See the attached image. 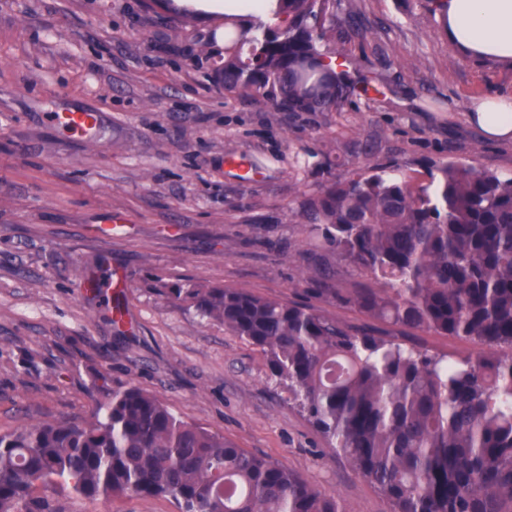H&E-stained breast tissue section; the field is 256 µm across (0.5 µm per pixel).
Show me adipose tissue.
<instances>
[{"mask_svg": "<svg viewBox=\"0 0 512 512\" xmlns=\"http://www.w3.org/2000/svg\"><path fill=\"white\" fill-rule=\"evenodd\" d=\"M204 16L224 13L270 17L269 0H182ZM448 42L474 59L512 65V0H442L439 9ZM491 141L512 139V95L486 97L469 116Z\"/></svg>", "mask_w": 512, "mask_h": 512, "instance_id": "ef3b65f1", "label": "adipose tissue"}]
</instances>
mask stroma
I'll list each match as a JSON object with an SVG mask.
<instances>
[{
	"label": "stroma",
	"instance_id": "35a3bbf8",
	"mask_svg": "<svg viewBox=\"0 0 512 512\" xmlns=\"http://www.w3.org/2000/svg\"><path fill=\"white\" fill-rule=\"evenodd\" d=\"M353 22L365 41L345 39ZM223 25L218 15L176 28L158 0H0V432L89 419L109 392L136 386L179 419L285 463L345 512H390L259 348L160 289L242 288L432 354L483 352L317 296L324 274L342 288L369 277L314 237L300 204L351 164L511 170L512 140H485L469 114L480 98L512 95V65L451 46L419 0H342L336 51L352 80L377 79L383 96L339 112H272L225 91ZM61 108L99 123L52 125ZM79 268L111 287L84 288ZM49 499L55 512H178L165 497Z\"/></svg>",
	"mask_w": 512,
	"mask_h": 512
}]
</instances>
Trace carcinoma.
<instances>
[{"label": "carcinoma", "mask_w": 512, "mask_h": 512, "mask_svg": "<svg viewBox=\"0 0 512 512\" xmlns=\"http://www.w3.org/2000/svg\"><path fill=\"white\" fill-rule=\"evenodd\" d=\"M272 21L224 16V90L271 112H339L380 85L337 70L341 0H272ZM336 256L373 285L335 288L365 316L476 340L430 355L311 306L176 284L167 298L258 347L331 449L392 512H512V172L463 162L417 175L352 166L302 205ZM88 499L170 497L181 512H343L288 466L178 419L156 395L109 394L91 419L0 433V512H49L52 484Z\"/></svg>", "instance_id": "cac0c4a2"}]
</instances>
